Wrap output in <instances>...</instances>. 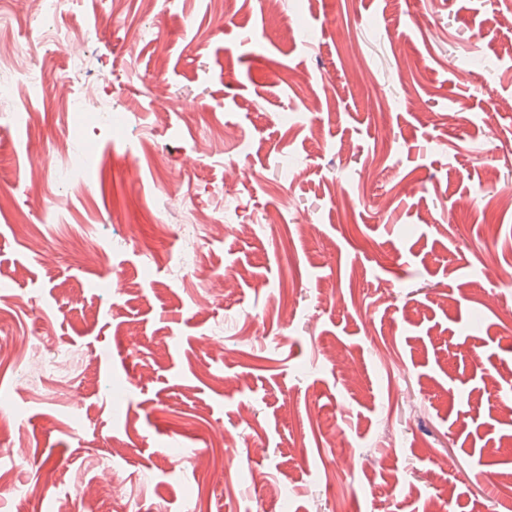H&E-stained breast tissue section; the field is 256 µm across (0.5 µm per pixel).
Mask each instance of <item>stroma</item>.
I'll return each instance as SVG.
<instances>
[{
  "label": "stroma",
  "instance_id": "35a3bbf8",
  "mask_svg": "<svg viewBox=\"0 0 512 512\" xmlns=\"http://www.w3.org/2000/svg\"><path fill=\"white\" fill-rule=\"evenodd\" d=\"M280 10L66 0L68 85L0 105L4 331L85 357L0 365V512H512V0ZM101 78L112 128L77 137ZM65 142L99 182L57 180ZM174 191L211 218L193 241Z\"/></svg>",
  "mask_w": 512,
  "mask_h": 512
}]
</instances>
